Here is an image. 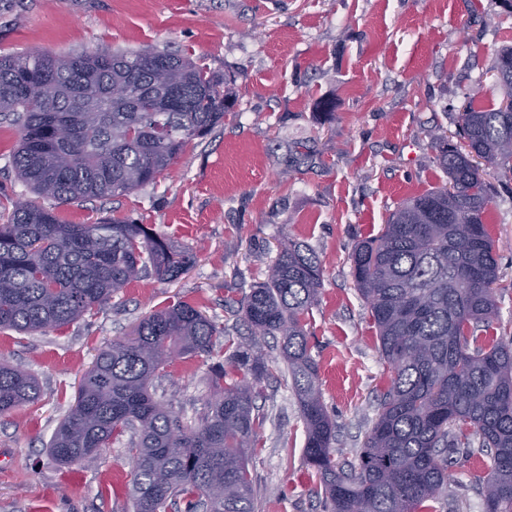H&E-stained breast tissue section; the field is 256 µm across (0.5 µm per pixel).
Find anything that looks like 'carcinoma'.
I'll return each instance as SVG.
<instances>
[{"label":"carcinoma","mask_w":512,"mask_h":512,"mask_svg":"<svg viewBox=\"0 0 512 512\" xmlns=\"http://www.w3.org/2000/svg\"><path fill=\"white\" fill-rule=\"evenodd\" d=\"M498 81L512 91V47L496 53ZM129 93L112 98V86ZM233 95L191 57L156 48L0 58V118L18 127L17 176L44 200L104 198L151 184L192 140L223 123ZM468 152L434 141L448 184L403 201L383 232L358 243L352 273L370 309L390 386L362 448L345 470L332 448L336 425L317 384L305 329L322 268L282 241L263 281L238 314L280 352L306 429L304 462L319 476L331 512H424L447 484L461 439L486 450L485 512H512V340L479 344L476 328L496 316L499 267L486 227L491 197L476 156L512 171V112L459 113ZM68 127L69 138L54 134ZM196 263L192 250L146 224L105 219L67 224L51 206L15 201L0 224V329L38 332L109 303L150 268L174 280ZM209 394L195 424L151 391L174 357L212 358ZM267 372L253 342L180 302L141 319L102 348L81 378L75 405L50 443L61 465L92 464L129 433L134 512H255L249 458L259 451L256 399ZM34 375L0 363V415L39 398Z\"/></svg>","instance_id":"cac0c4a2"}]
</instances>
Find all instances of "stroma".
<instances>
[{
  "label": "stroma",
  "instance_id": "1",
  "mask_svg": "<svg viewBox=\"0 0 512 512\" xmlns=\"http://www.w3.org/2000/svg\"><path fill=\"white\" fill-rule=\"evenodd\" d=\"M505 45L512 14L498 0H0V56L155 46L191 56L233 87L223 123L189 142L155 183L56 204L69 224L113 214L152 225L197 262L173 281L146 272L69 324L0 330V361L25 367L41 389L37 402L0 415V512H132L126 437L91 465L61 466L48 450L83 372L142 317L180 302L235 325L227 298L263 281L285 237L323 268L308 342L336 423V455L356 462L390 381L350 255L404 199L447 183L432 141L456 139L473 88L482 87L483 105L501 103L492 67ZM323 100L332 116L319 110ZM18 142L17 127L0 120V211L33 196L12 166ZM482 171L500 276L486 329L493 340L512 336V176ZM264 348L263 447L249 462L256 512H328L303 461L305 429L287 368L273 340ZM209 366L178 358L154 382L185 421L202 408ZM457 459L433 512H485L483 452L474 444Z\"/></svg>",
  "mask_w": 512,
  "mask_h": 512
}]
</instances>
